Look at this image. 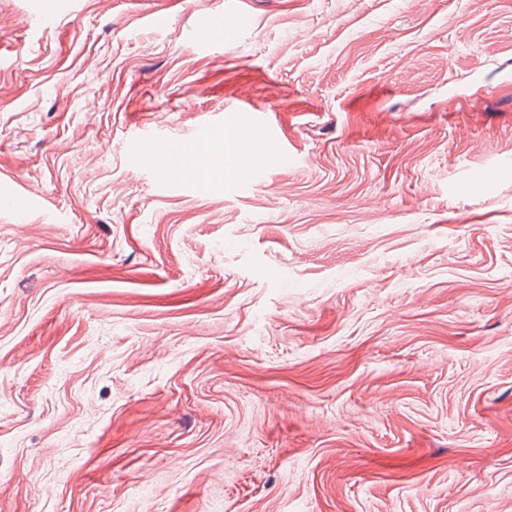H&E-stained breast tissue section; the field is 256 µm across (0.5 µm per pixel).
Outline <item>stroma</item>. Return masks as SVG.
Returning <instances> with one entry per match:
<instances>
[{
    "label": "stroma",
    "mask_w": 512,
    "mask_h": 512,
    "mask_svg": "<svg viewBox=\"0 0 512 512\" xmlns=\"http://www.w3.org/2000/svg\"><path fill=\"white\" fill-rule=\"evenodd\" d=\"M226 6L0 0V512H512V0ZM199 27L211 43L224 40V11H215L202 17ZM235 112H237V114L232 122L216 129L224 131L226 144L229 147V154L226 156L225 162L224 145L222 149L218 151L206 149L203 159L204 140H200L194 145L195 151L193 152L187 151V145L178 140H168L166 142L164 155L170 160H176L184 168L185 166L191 167L188 168V171L193 174L195 170V180L199 185H208L216 179L215 173L211 169L224 170V183L230 185H256L258 183V168L256 166L249 169H239L234 165V163H244L254 160L253 155L249 151L247 140L240 137L238 148L234 156V163L232 161V150L235 144V134L244 127L257 125L259 112H255L254 107L249 102L240 104ZM204 160L211 169L204 163Z\"/></svg>",
    "instance_id": "stroma-1"
}]
</instances>
